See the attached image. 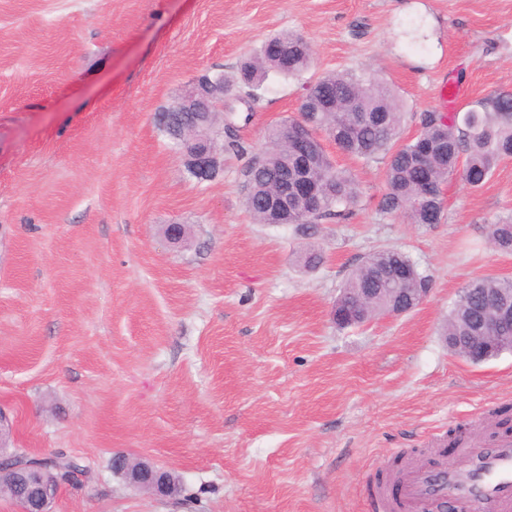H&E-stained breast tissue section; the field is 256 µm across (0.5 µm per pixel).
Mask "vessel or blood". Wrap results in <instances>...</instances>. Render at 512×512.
Returning <instances> with one entry per match:
<instances>
[{
  "label": "vessel or blood",
  "mask_w": 512,
  "mask_h": 512,
  "mask_svg": "<svg viewBox=\"0 0 512 512\" xmlns=\"http://www.w3.org/2000/svg\"><path fill=\"white\" fill-rule=\"evenodd\" d=\"M447 501L457 512H512V436L464 449L449 468L420 462L401 475V512H436Z\"/></svg>",
  "instance_id": "vessel-or-blood-1"
}]
</instances>
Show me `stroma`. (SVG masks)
I'll use <instances>...</instances> for the list:
<instances>
[{
	"label": "stroma",
	"instance_id": "obj_1",
	"mask_svg": "<svg viewBox=\"0 0 512 512\" xmlns=\"http://www.w3.org/2000/svg\"><path fill=\"white\" fill-rule=\"evenodd\" d=\"M282 31L310 42L312 75L386 83L405 140L442 82L458 111L512 89V0H0V408L14 448L88 465L54 512H378L398 465L457 461L452 432L490 437L484 415L512 406V353L475 364L443 336L469 282L512 278L488 239L512 217V160L476 190L450 178L441 222L411 224L382 208L384 161L326 143L359 198L307 238L254 223L243 191L302 80L238 104L243 151L202 184L159 127L196 75L235 74ZM390 247L429 277L423 304L336 325L349 272ZM116 453L181 492L130 487Z\"/></svg>",
	"mask_w": 512,
	"mask_h": 512
}]
</instances>
